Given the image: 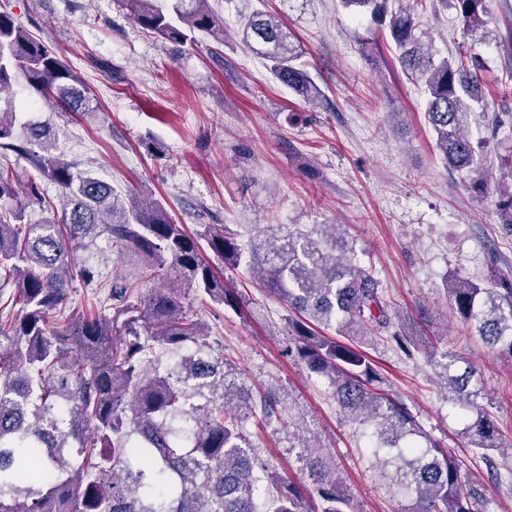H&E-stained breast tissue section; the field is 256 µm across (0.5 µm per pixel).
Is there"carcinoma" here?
<instances>
[{
	"mask_svg": "<svg viewBox=\"0 0 512 512\" xmlns=\"http://www.w3.org/2000/svg\"><path fill=\"white\" fill-rule=\"evenodd\" d=\"M117 0L141 29L163 40L193 42L203 32L224 40L209 0ZM389 18V35L404 72L423 86L425 114L448 168L471 174L491 165L472 140L468 117L482 103V79L472 57L434 58L415 8L423 0H341ZM487 0H452L466 34L486 25ZM244 36L258 45L275 78L307 101L317 99L297 63L288 30L263 13ZM23 83L62 112H94L82 80L43 42L0 11V93ZM49 126L21 122L0 110V512H354L329 454L303 446L304 480L285 479L249 452L251 421L283 422L275 390L255 393L240 369L210 340L208 326L185 307L173 284L183 282L203 303L233 310L244 298L224 284L202 246L239 265L241 245L222 224L190 234L157 201L125 203L112 186L78 172L55 153ZM13 153L37 172L23 184L8 163ZM55 187L56 208L43 192ZM38 205L47 217L28 220ZM499 223L512 231V187L496 201ZM105 237L130 257L138 273L104 283L110 314L68 310L69 288L101 283L97 266L76 261ZM254 270L266 290L296 317L288 319V355L326 379L343 412L369 430L370 453L393 468L410 505L401 512H490L480 508L473 480L459 460L428 433L418 412L384 387L363 350L383 336L400 356L433 355L422 329L393 316L369 267L334 224L266 236L254 247ZM167 288L141 290L150 280ZM456 315L492 350L512 358V272L494 285L449 282ZM170 355L161 364L156 350ZM443 365L448 401L482 456L503 453L499 427L478 403L476 374Z\"/></svg>",
	"mask_w": 512,
	"mask_h": 512,
	"instance_id": "obj_1",
	"label": "carcinoma"
}]
</instances>
